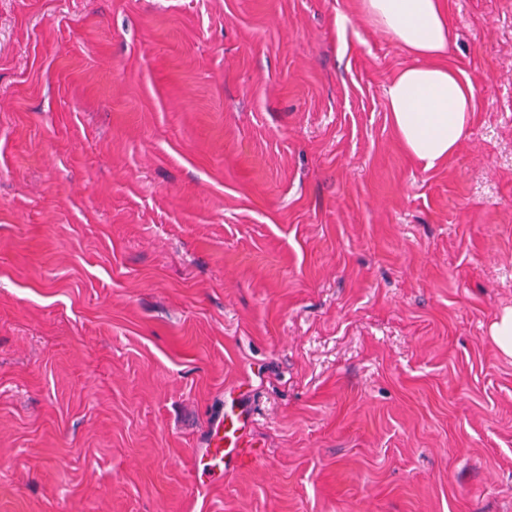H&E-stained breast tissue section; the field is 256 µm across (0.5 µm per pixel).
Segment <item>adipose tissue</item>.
Instances as JSON below:
<instances>
[{
  "label": "adipose tissue",
  "mask_w": 512,
  "mask_h": 512,
  "mask_svg": "<svg viewBox=\"0 0 512 512\" xmlns=\"http://www.w3.org/2000/svg\"><path fill=\"white\" fill-rule=\"evenodd\" d=\"M358 8L416 59L385 90L402 145L426 166L446 160L468 129L474 87L464 72L445 63L452 36L443 0H358Z\"/></svg>",
  "instance_id": "ef3b65f1"
}]
</instances>
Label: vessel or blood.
I'll list each match as a JSON object with an SVG mask.
<instances>
[{"label":"vessel or blood","mask_w":512,"mask_h":512,"mask_svg":"<svg viewBox=\"0 0 512 512\" xmlns=\"http://www.w3.org/2000/svg\"><path fill=\"white\" fill-rule=\"evenodd\" d=\"M248 424L249 417L245 412L233 410L214 425L203 452L206 463L198 476L200 485L223 483L227 470L238 462L250 445Z\"/></svg>","instance_id":"obj_1"}]
</instances>
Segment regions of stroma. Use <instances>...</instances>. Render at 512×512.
Wrapping results in <instances>:
<instances>
[{"label":"stroma","instance_id":"1","mask_svg":"<svg viewBox=\"0 0 512 512\" xmlns=\"http://www.w3.org/2000/svg\"><path fill=\"white\" fill-rule=\"evenodd\" d=\"M444 4L429 168L358 0H0V512H512V0ZM491 336L502 353L512 356V311L504 313L493 323ZM249 416L244 410L236 411L231 408L224 414V419L217 422L203 457L207 459L201 474L197 478L201 486L222 484L227 470L234 468L245 448H251L248 434Z\"/></svg>","mask_w":512,"mask_h":512}]
</instances>
